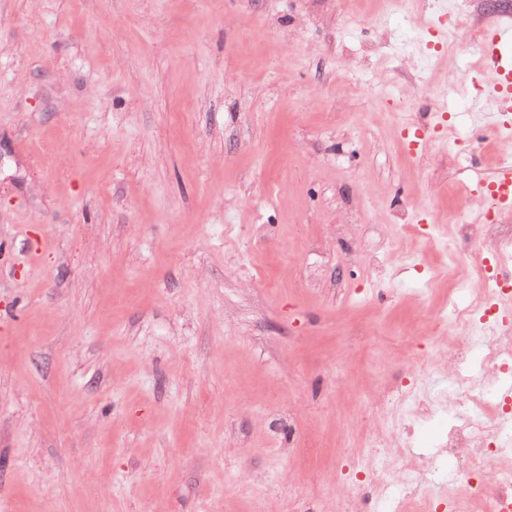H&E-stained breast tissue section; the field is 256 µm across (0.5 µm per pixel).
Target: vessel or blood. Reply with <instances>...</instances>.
I'll return each mask as SVG.
<instances>
[{"label": "vessel or blood", "instance_id": "1", "mask_svg": "<svg viewBox=\"0 0 512 512\" xmlns=\"http://www.w3.org/2000/svg\"><path fill=\"white\" fill-rule=\"evenodd\" d=\"M511 46L512 24L492 21L484 26L480 47L493 71L489 93L495 104L494 127L499 131L512 130V62L503 57L504 50ZM475 192L482 198L485 212L511 213L512 164L502 163L491 178L478 181Z\"/></svg>", "mask_w": 512, "mask_h": 512}]
</instances>
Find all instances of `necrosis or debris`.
<instances>
[{
	"instance_id": "necrosis-or-debris-1",
	"label": "necrosis or debris",
	"mask_w": 512,
	"mask_h": 512,
	"mask_svg": "<svg viewBox=\"0 0 512 512\" xmlns=\"http://www.w3.org/2000/svg\"><path fill=\"white\" fill-rule=\"evenodd\" d=\"M459 236L478 240L483 254L470 263V282L485 298L482 324L473 310L454 307L451 322L461 331L448 352V512H512V411L497 392L512 380V326L499 319L497 300L512 284V228L473 224L454 218ZM375 476L383 488L382 512H432L431 499L407 497L418 473L393 472L379 464Z\"/></svg>"
}]
</instances>
